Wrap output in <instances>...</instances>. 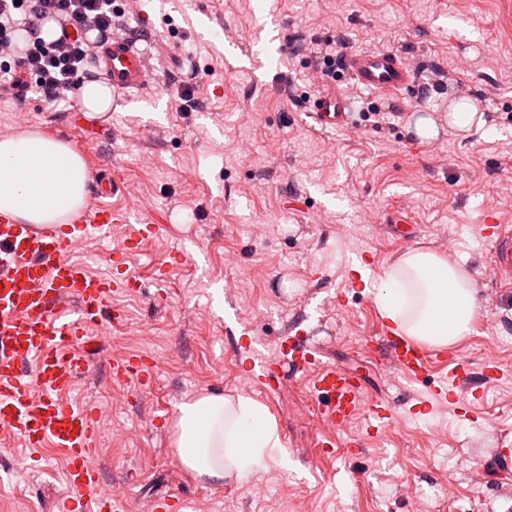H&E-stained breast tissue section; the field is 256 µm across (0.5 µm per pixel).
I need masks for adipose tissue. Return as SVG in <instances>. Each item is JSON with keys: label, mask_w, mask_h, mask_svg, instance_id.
<instances>
[{"label": "adipose tissue", "mask_w": 512, "mask_h": 512, "mask_svg": "<svg viewBox=\"0 0 512 512\" xmlns=\"http://www.w3.org/2000/svg\"><path fill=\"white\" fill-rule=\"evenodd\" d=\"M88 173L71 143L36 129L0 138V212L30 224H60L81 208ZM376 302L398 332L438 347L468 335L478 305L467 270L448 257L415 250L386 274ZM176 452L198 475L223 479L283 459L276 423L251 398L206 394L181 403Z\"/></svg>", "instance_id": "1"}]
</instances>
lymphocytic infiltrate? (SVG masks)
Listing matches in <instances>:
<instances>
[{
    "mask_svg": "<svg viewBox=\"0 0 512 512\" xmlns=\"http://www.w3.org/2000/svg\"><path fill=\"white\" fill-rule=\"evenodd\" d=\"M54 15L63 20L62 34L49 43L37 39L45 20ZM130 15L119 0H0V95L9 96L15 77L22 75L47 103L72 101L94 54L88 32L129 36ZM19 30L33 36L20 51L14 46Z\"/></svg>",
    "mask_w": 512,
    "mask_h": 512,
    "instance_id": "1",
    "label": "lymphocytic infiltrate"
}]
</instances>
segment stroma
Returning a JSON list of instances; mask_svg holds the SVG:
<instances>
[{"instance_id": "35a3bbf8", "label": "stroma", "mask_w": 512, "mask_h": 512, "mask_svg": "<svg viewBox=\"0 0 512 512\" xmlns=\"http://www.w3.org/2000/svg\"><path fill=\"white\" fill-rule=\"evenodd\" d=\"M149 41L157 80L121 95L87 132L68 103L29 92L0 106V131L38 129L70 142L88 173L112 182L113 206L151 215L189 260L168 266L167 298L155 300L163 255L152 242L126 255L139 288L114 298L124 331L102 328L90 375L70 399L107 407L98 421L97 464L105 486L147 512L155 495L185 500L184 512H506L512 506V287L491 273V246L477 226L487 212L512 225V0H142L135 22ZM349 50L398 48L418 62L400 97L352 90L356 122L320 130L308 116L319 82L309 44ZM213 68L193 112L175 109L174 81ZM471 112L468 130L437 143L416 139L418 111ZM409 212L416 236L392 238L393 210ZM119 230L94 234L78 251L91 270L116 272ZM410 249L444 253L471 274L478 317L453 351L481 371L471 416L450 403L414 411L419 382L389 376L367 343L390 323L375 304L385 272ZM318 269L320 279L309 276ZM234 305L240 320L226 322ZM299 323L325 359L389 399L396 421L361 448L322 455L309 384L289 368L263 388L237 364L248 342L268 351ZM157 362L150 386L111 380L108 362ZM208 393L243 395L274 418L287 466L268 463L221 480L182 468L175 413ZM65 460L0 438V512H59Z\"/></svg>"}]
</instances>
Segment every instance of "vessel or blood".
<instances>
[{"label": "vessel or blood", "instance_id": "1", "mask_svg": "<svg viewBox=\"0 0 512 512\" xmlns=\"http://www.w3.org/2000/svg\"><path fill=\"white\" fill-rule=\"evenodd\" d=\"M101 56L105 75L118 93L142 92L155 80L154 72L136 40L113 38ZM334 68L355 87L390 96L412 86L416 70L406 53L393 49L341 53ZM351 98L327 86L310 114L320 129L350 124ZM95 206L73 215L69 223L37 226L0 213V433L17 438L28 448H56L67 467L65 512H118L119 499L102 483L97 466L98 412L71 402L67 394L75 378L89 370L88 354L94 330L105 322L121 324L110 301L129 287L127 277L93 274L73 260L83 241L98 232L124 229L123 251H134L158 237L157 219L139 218L112 206L111 183L96 181L89 187ZM478 232L491 245V271L503 287L512 286V226L488 213ZM378 351L404 378H427L431 361H447L448 376L429 384L420 399L432 402L477 403L479 388L463 360L445 357L436 347L391 334L381 336ZM287 358L295 373L307 378L320 401V418L329 431L347 428L362 415L371 416L377 429L395 421L394 407L371 398L362 380L324 361L323 354L301 334L285 335L275 353L250 363L249 374L261 385L274 382L280 358ZM156 361L152 356L115 358L109 363L113 380L138 379L149 384Z\"/></svg>", "mask_w": 512, "mask_h": 512}]
</instances>
